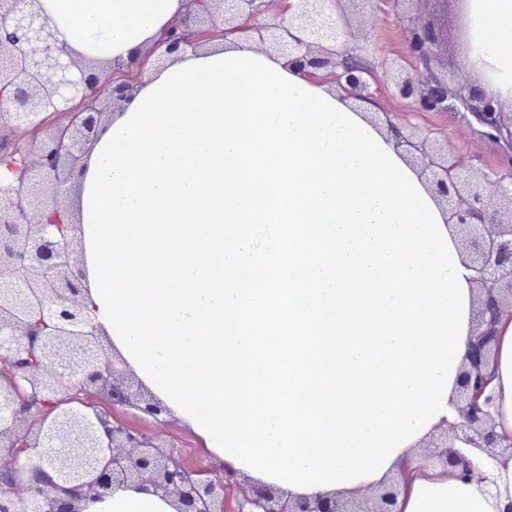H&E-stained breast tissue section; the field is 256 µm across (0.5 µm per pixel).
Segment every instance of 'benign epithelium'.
Here are the masks:
<instances>
[{
  "label": "benign epithelium",
  "mask_w": 512,
  "mask_h": 512,
  "mask_svg": "<svg viewBox=\"0 0 512 512\" xmlns=\"http://www.w3.org/2000/svg\"><path fill=\"white\" fill-rule=\"evenodd\" d=\"M40 0H0V147L10 133L31 137L32 153L0 181V512H83L85 503L134 487L175 512H397L398 477L366 490L297 495L217 469L203 470L149 430L169 409L134 389L111 358L86 304L81 226L63 225L61 199L86 164L102 120L142 82L145 59L103 64L81 59L58 39ZM304 22L261 24L270 0H185L171 29L145 51L197 50L221 33L255 34L288 65L337 85L363 102L405 101L412 115H453L503 143L508 164L475 167L438 143L385 122L396 147L418 161L427 189L446 205L474 290L473 336L450 400L456 411L422 447L426 465L472 476V457L512 460L497 431L498 324L512 317V111L499 92L448 70V30L438 24L450 0H366L399 19L404 46L378 62L353 44L347 0H281ZM421 5L408 10L407 3Z\"/></svg>",
  "instance_id": "benign-epithelium-1"
}]
</instances>
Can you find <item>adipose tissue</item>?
I'll use <instances>...</instances> for the list:
<instances>
[{"instance_id": "ef3b65f1", "label": "adipose tissue", "mask_w": 512, "mask_h": 512, "mask_svg": "<svg viewBox=\"0 0 512 512\" xmlns=\"http://www.w3.org/2000/svg\"><path fill=\"white\" fill-rule=\"evenodd\" d=\"M82 55H139L181 0H41ZM462 60L512 96V0H468ZM375 104L228 34L149 63L80 173L87 305L144 383L226 469L301 495L401 466L398 512H498L425 467L453 418L473 290L418 173ZM498 430L512 438V318L498 326ZM85 512H173L132 488Z\"/></svg>"}]
</instances>
